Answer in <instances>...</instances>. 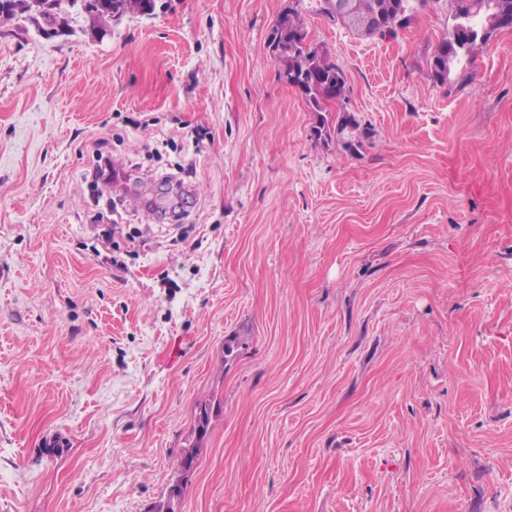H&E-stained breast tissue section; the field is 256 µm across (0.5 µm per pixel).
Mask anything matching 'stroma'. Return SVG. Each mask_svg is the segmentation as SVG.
I'll list each match as a JSON object with an SVG mask.
<instances>
[{
    "label": "stroma",
    "mask_w": 512,
    "mask_h": 512,
    "mask_svg": "<svg viewBox=\"0 0 512 512\" xmlns=\"http://www.w3.org/2000/svg\"><path fill=\"white\" fill-rule=\"evenodd\" d=\"M292 4L341 139L270 55ZM321 5L0 20V512L182 478L179 512H512V29L442 85L443 0L386 39ZM96 147L132 163L109 199ZM210 407L207 404L201 406L200 413L197 418V439L196 442L190 444L189 448H186L184 457L181 459L179 465L182 468L184 474L189 472V469L193 466L194 460L197 459V456L200 452L199 443L203 439V437L207 433V427L210 422Z\"/></svg>",
    "instance_id": "obj_1"
}]
</instances>
